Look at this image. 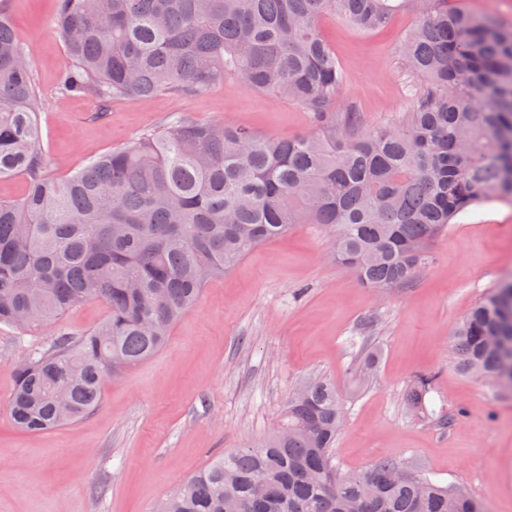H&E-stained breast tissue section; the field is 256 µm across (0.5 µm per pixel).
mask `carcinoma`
<instances>
[{
    "label": "carcinoma",
    "instance_id": "carcinoma-1",
    "mask_svg": "<svg viewBox=\"0 0 512 512\" xmlns=\"http://www.w3.org/2000/svg\"><path fill=\"white\" fill-rule=\"evenodd\" d=\"M417 20L401 47L422 78L408 111L368 125L336 109L344 74L323 37L328 15L358 31L387 26L406 7ZM71 60L67 95L101 106L129 98L192 96L226 79L284 97L311 128L260 136L180 116L63 178L48 174L34 111L33 65L0 5V325L50 331L14 367L9 415L30 433L95 411L104 381L159 351L213 279L250 251L317 224L331 257L358 285L404 292L433 262L432 244L460 215L512 199V26L448 0H57ZM95 326L60 327L89 302ZM461 371L512 392V279L487 293L453 331ZM369 353L351 366L362 379ZM436 373L417 375L412 417L428 411ZM346 417L325 377L288 396L279 429L214 458L158 512H486L385 456L354 473L333 463Z\"/></svg>",
    "mask_w": 512,
    "mask_h": 512
}]
</instances>
